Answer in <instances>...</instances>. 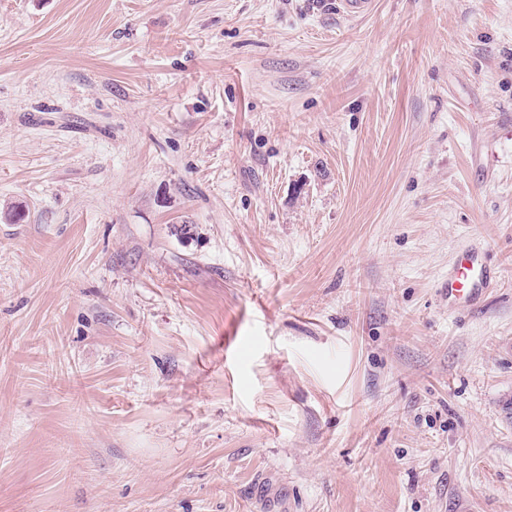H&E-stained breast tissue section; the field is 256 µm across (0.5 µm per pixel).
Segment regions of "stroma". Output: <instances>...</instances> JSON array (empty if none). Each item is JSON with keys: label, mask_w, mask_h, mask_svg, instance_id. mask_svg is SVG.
<instances>
[{"label": "stroma", "mask_w": 512, "mask_h": 512, "mask_svg": "<svg viewBox=\"0 0 512 512\" xmlns=\"http://www.w3.org/2000/svg\"><path fill=\"white\" fill-rule=\"evenodd\" d=\"M338 2L0 0V512H512V0ZM490 271L483 265L477 252L459 253L448 274V302L463 301L474 305L490 282Z\"/></svg>", "instance_id": "1"}]
</instances>
